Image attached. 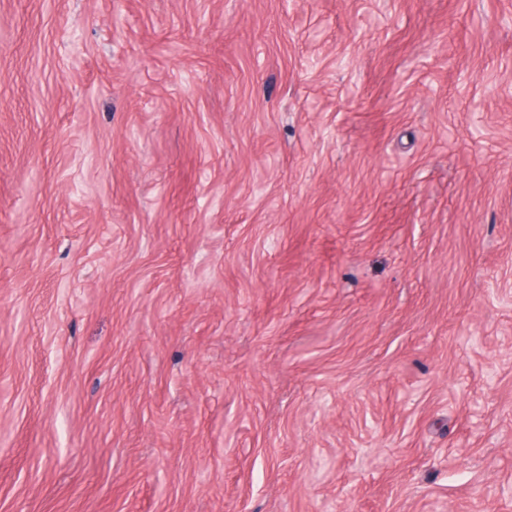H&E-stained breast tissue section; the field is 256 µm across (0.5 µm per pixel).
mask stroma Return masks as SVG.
Here are the masks:
<instances>
[{
    "label": "stroma",
    "mask_w": 512,
    "mask_h": 512,
    "mask_svg": "<svg viewBox=\"0 0 512 512\" xmlns=\"http://www.w3.org/2000/svg\"><path fill=\"white\" fill-rule=\"evenodd\" d=\"M0 512H512V0H0Z\"/></svg>",
    "instance_id": "1"
}]
</instances>
